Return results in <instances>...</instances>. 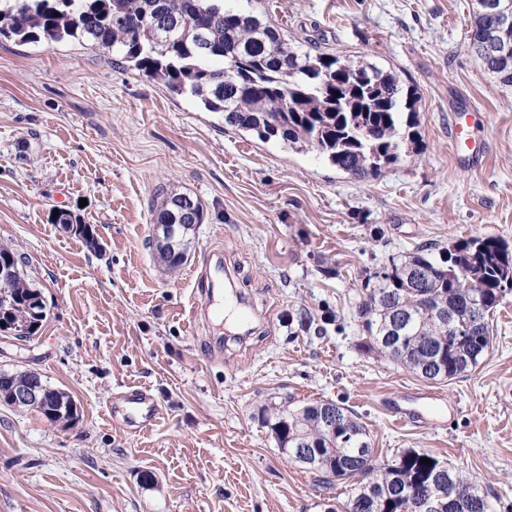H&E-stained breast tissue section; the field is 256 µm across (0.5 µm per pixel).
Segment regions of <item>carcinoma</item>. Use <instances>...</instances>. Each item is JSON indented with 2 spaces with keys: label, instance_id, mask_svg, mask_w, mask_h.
<instances>
[{
  "label": "carcinoma",
  "instance_id": "1",
  "mask_svg": "<svg viewBox=\"0 0 512 512\" xmlns=\"http://www.w3.org/2000/svg\"><path fill=\"white\" fill-rule=\"evenodd\" d=\"M0 0V38L48 46L78 41L119 58L173 94L197 100L224 124L276 139L289 148L312 150L338 170L376 176L423 147L416 130L419 96L414 86L365 59L351 63L353 75L338 84L342 59L303 48L263 14L226 0ZM472 0L470 29L486 42L471 47L499 86L512 87V15L490 12ZM177 26L174 40L159 43L146 25ZM182 194L161 202L157 220L177 224ZM155 248L173 273L184 260L168 242ZM359 315L370 350L399 362L426 381H447L471 372L491 347L489 315L512 291V249L496 237L467 240L434 255L419 247L408 259L374 273ZM37 293L25 272L0 282V317L29 321V295ZM469 326L457 335L453 327ZM37 407L15 405L0 392V405L34 409L52 423L75 419L72 397L51 385ZM279 448L307 451L300 465L331 486L358 479L340 512H427L426 499L440 497L445 512H491L486 495L458 470L416 449L381 460L359 418L340 405L319 401L288 411V434ZM432 460L427 464L421 461Z\"/></svg>",
  "mask_w": 512,
  "mask_h": 512
}]
</instances>
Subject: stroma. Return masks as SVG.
I'll return each mask as SVG.
<instances>
[{
	"label": "stroma",
	"instance_id": "1",
	"mask_svg": "<svg viewBox=\"0 0 512 512\" xmlns=\"http://www.w3.org/2000/svg\"><path fill=\"white\" fill-rule=\"evenodd\" d=\"M289 39L413 82L421 155L355 178L264 142L195 100L77 43L0 42V244L42 293L35 336L0 332V370L39 373L78 417L0 406V512H328L351 496L290 462L264 416L328 400L356 413L380 457L424 450L512 512V293L480 365L427 382L366 347L358 314L376 271L418 246L512 245V87L468 39L471 0H253ZM205 219L168 274L152 244L162 193ZM94 225V251L53 222ZM223 251L266 320H190ZM223 339L224 353L212 344ZM148 388L160 419L133 433L107 406Z\"/></svg>",
	"mask_w": 512,
	"mask_h": 512
}]
</instances>
